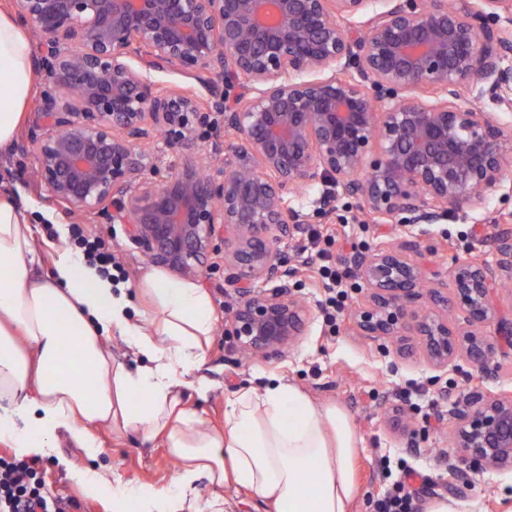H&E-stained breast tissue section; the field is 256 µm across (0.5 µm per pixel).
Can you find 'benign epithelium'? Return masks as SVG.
<instances>
[{
    "label": "benign epithelium",
    "mask_w": 512,
    "mask_h": 512,
    "mask_svg": "<svg viewBox=\"0 0 512 512\" xmlns=\"http://www.w3.org/2000/svg\"><path fill=\"white\" fill-rule=\"evenodd\" d=\"M38 40L43 123L26 146L35 178L65 213L121 224L148 262L198 277L224 243L234 304L224 334L267 360L310 316L297 271L273 242L336 210V189L373 224H439L482 205L512 155V124L461 100L512 111V0H8ZM173 70L204 89L160 87ZM173 162L162 160L165 151ZM430 246L353 253L367 287L352 315L364 336L396 340L413 324L428 364L462 359L497 377L512 347L501 314L512 281V226L490 264L459 263L448 296L423 290ZM497 321V343L484 327ZM453 456L512 470V397L481 388L449 411Z\"/></svg>",
    "instance_id": "obj_1"
}]
</instances>
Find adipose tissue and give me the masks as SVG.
Returning a JSON list of instances; mask_svg holds the SVG:
<instances>
[{
  "label": "adipose tissue",
  "mask_w": 512,
  "mask_h": 512,
  "mask_svg": "<svg viewBox=\"0 0 512 512\" xmlns=\"http://www.w3.org/2000/svg\"><path fill=\"white\" fill-rule=\"evenodd\" d=\"M32 59L27 29L0 11L2 151L34 94ZM36 233L25 208L0 190V444L41 455L63 436L94 460L104 453L99 429L163 441L178 465L174 496L116 487L111 470L62 459L89 496L111 490L112 512H128L133 501L147 512H196L203 477L214 489L210 512H230L225 487L251 490L275 512H353L361 439L346 411L281 381L234 392L223 427H206L184 396L210 391L196 375L214 330L208 294L193 280L147 272L136 290L154 313L133 324L124 288L64 243L43 264ZM115 334L149 366L116 359L105 346Z\"/></svg>",
  "instance_id": "ef3b65f1"
}]
</instances>
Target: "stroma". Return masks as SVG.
I'll list each match as a JSON object with an SVG mask.
<instances>
[{"instance_id": "stroma-1", "label": "stroma", "mask_w": 512, "mask_h": 512, "mask_svg": "<svg viewBox=\"0 0 512 512\" xmlns=\"http://www.w3.org/2000/svg\"><path fill=\"white\" fill-rule=\"evenodd\" d=\"M33 157L12 148L0 153V189L10 188L20 205L36 202L53 208L55 223L40 222L39 241H57V224L72 226L74 217L54 209L43 187L29 179ZM512 213V167L504 172L500 187L488 191L486 203L478 211L453 216L441 224L425 226V237L434 254L427 258L430 277L441 288L453 283L458 261L478 257L495 258V240L501 215ZM82 230L104 239L129 272L130 284H137L147 272L142 256L133 249L120 224H80ZM333 238L329 250L334 259H345L356 251L376 245L396 246L406 235L394 224H367L356 200L338 196L335 219H312L304 233L295 239L281 240L277 249L285 251L299 267L298 292L311 307L303 336L273 360L259 357L243 359L233 337L224 333V317L231 300L224 293L223 267L208 268L198 283L209 294L215 319L214 333L206 348L199 376L212 387L207 400H189L204 425L216 427L224 421V399L243 386L283 379L298 386L319 404L343 408L353 419L363 439L355 463L358 494L354 512H373V499L384 492L386 462H406L418 468L427 485L421 491L423 502L452 499L457 512H512V471L478 470L457 462L455 472L435 463V456L448 449V428L444 423L453 399L468 388L482 384L494 393L512 394V348L498 352L494 362L500 367L498 378L483 380L477 368L466 365L461 372L441 374L423 358L418 340H411V353L400 358L388 339L360 335L350 325L352 311L365 300L366 287L356 277H348V299L335 321H328L320 308L324 290L318 280L320 261L308 250L312 236ZM401 409L417 429L414 439L400 438L388 425L391 409ZM106 449L102 466L111 468L116 485L146 484L158 493L176 491L177 466L161 442L143 443L134 433L115 435L100 431ZM80 464L84 456L68 440H61L57 456L44 457V478L56 493L82 499L91 512H112L111 495L86 497L59 466V457ZM467 485L466 496H451L447 480Z\"/></svg>"}]
</instances>
